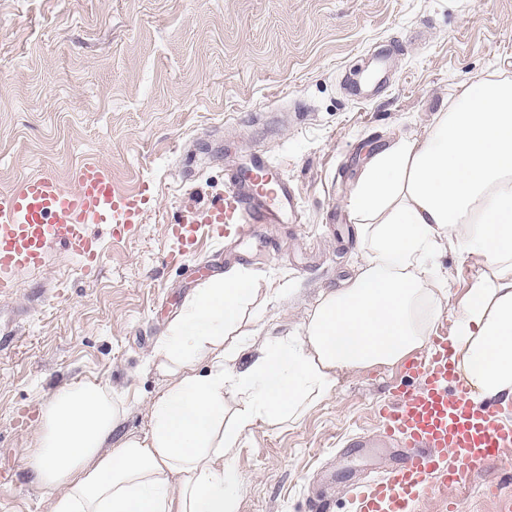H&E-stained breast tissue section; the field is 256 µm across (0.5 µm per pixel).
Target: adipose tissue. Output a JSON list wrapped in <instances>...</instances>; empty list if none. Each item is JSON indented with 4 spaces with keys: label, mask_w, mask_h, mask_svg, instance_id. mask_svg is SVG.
<instances>
[{
    "label": "adipose tissue",
    "mask_w": 512,
    "mask_h": 512,
    "mask_svg": "<svg viewBox=\"0 0 512 512\" xmlns=\"http://www.w3.org/2000/svg\"><path fill=\"white\" fill-rule=\"evenodd\" d=\"M348 208L362 263L321 293L300 333L268 337L249 271L198 289L154 349L169 382L148 432L113 442L127 406L109 387L56 391L27 455L36 485L53 494L51 512H238L242 435L299 420L340 371L423 348L445 289L446 248L483 259L459 303L456 364L476 397L512 395V79L463 85L424 139L375 154ZM252 336L257 355L238 368Z\"/></svg>",
    "instance_id": "1"
}]
</instances>
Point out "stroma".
I'll return each mask as SVG.
<instances>
[{
  "mask_svg": "<svg viewBox=\"0 0 512 512\" xmlns=\"http://www.w3.org/2000/svg\"><path fill=\"white\" fill-rule=\"evenodd\" d=\"M391 56L385 88L355 87L376 52ZM512 78V0H0V191L49 172L70 182L87 159L122 187L148 185L143 224L115 241L106 227L97 271L62 246L0 296V512H51L26 467L43 405L63 385L95 381L123 396L122 433L149 430L167 378L149 362L198 288L232 269L277 295L260 300L272 334L299 330L320 294L352 276L363 254L348 200L368 160L424 138L463 84ZM265 152L301 196L304 219L261 231L227 256L223 239L166 259L167 224L185 205L223 196L230 167ZM448 284L434 326L456 307L482 261L444 250ZM396 368L339 373L332 394L299 421L259 425L239 448V512H353L348 487L381 475L391 448H353L372 433ZM512 458L472 474L459 512H500Z\"/></svg>",
  "mask_w": 512,
  "mask_h": 512,
  "instance_id": "1",
  "label": "stroma"
}]
</instances>
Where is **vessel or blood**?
Wrapping results in <instances>:
<instances>
[{
  "label": "vessel or blood",
  "instance_id": "obj_1",
  "mask_svg": "<svg viewBox=\"0 0 512 512\" xmlns=\"http://www.w3.org/2000/svg\"><path fill=\"white\" fill-rule=\"evenodd\" d=\"M73 180L69 188L43 173L0 192L1 296L16 292L19 273L43 268L55 243L77 258L84 272L95 269L102 246L91 225H108L116 240L137 231L143 192L124 189L97 161L82 164ZM227 183L218 201L187 208L167 226L171 261L194 255L205 233L240 242L264 224L301 223L300 196L267 155H255L247 171L229 170ZM453 354L451 336L440 331L425 354L401 364L400 384L376 409V438L408 453L386 475L352 486L355 512H413L423 497L446 493L512 454V407L474 400Z\"/></svg>",
  "mask_w": 512,
  "mask_h": 512
}]
</instances>
